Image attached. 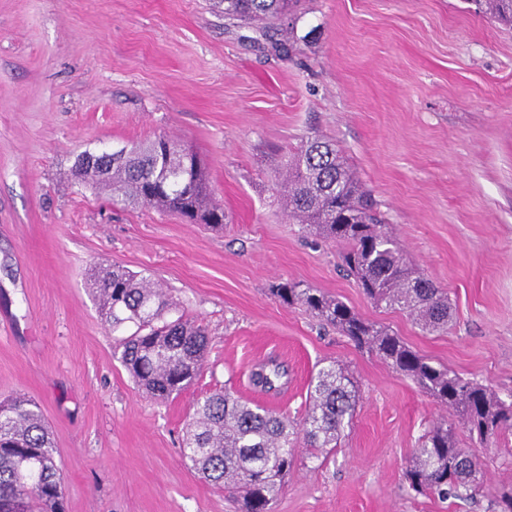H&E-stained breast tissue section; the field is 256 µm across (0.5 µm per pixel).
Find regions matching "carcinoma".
Wrapping results in <instances>:
<instances>
[{"label": "carcinoma", "mask_w": 512, "mask_h": 512, "mask_svg": "<svg viewBox=\"0 0 512 512\" xmlns=\"http://www.w3.org/2000/svg\"><path fill=\"white\" fill-rule=\"evenodd\" d=\"M224 18L273 30L298 0H223ZM478 10L512 28V0H472ZM74 177L104 185L131 204L173 212L190 224L223 226L224 209L211 199L201 159L165 134L118 151L80 155ZM289 219L343 245L342 265L376 305L406 312L422 331H448V293L408 267L385 220L375 209L336 145L315 136L288 156L280 182ZM90 286L105 327L134 331L122 339L120 362L150 396L165 400L201 374L210 343L203 325L183 316L166 320L168 297L148 277L126 269L97 268ZM274 295L300 304L320 323L336 328L354 345L375 353L411 378L452 413L429 427L413 449L406 480L413 491L442 500L494 498L497 512H512V488L487 486L480 449L512 431V402L490 387L411 350L396 334L364 319L318 288L281 282ZM254 387L276 393L288 370L269 360L251 373ZM305 416L296 422L242 400L226 389L194 404L181 442L182 456L205 481L232 489L240 512H271L282 479L293 469L298 442L308 456L326 462L352 423L359 394L346 368H320L308 387ZM479 448L459 446L457 429ZM64 473L40 403L28 396L0 402V512H65Z\"/></svg>", "instance_id": "1"}]
</instances>
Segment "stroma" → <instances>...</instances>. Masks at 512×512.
<instances>
[{
  "label": "stroma",
  "mask_w": 512,
  "mask_h": 512,
  "mask_svg": "<svg viewBox=\"0 0 512 512\" xmlns=\"http://www.w3.org/2000/svg\"><path fill=\"white\" fill-rule=\"evenodd\" d=\"M278 37L225 20L222 0H0V400L40 402L66 512H238L180 457L194 402L227 388L298 421L332 361L359 386L353 423L327 463L298 448L272 512H489L405 480L446 408L271 288L322 289L512 401V29L470 0H299ZM160 133L198 153L224 227L71 174L82 153ZM315 135L447 290V332L373 304L339 244L288 218L277 175ZM98 264L144 273L207 328L181 394L149 398L122 366L87 290ZM270 358L290 372L275 396L249 380Z\"/></svg>",
  "instance_id": "obj_1"
}]
</instances>
